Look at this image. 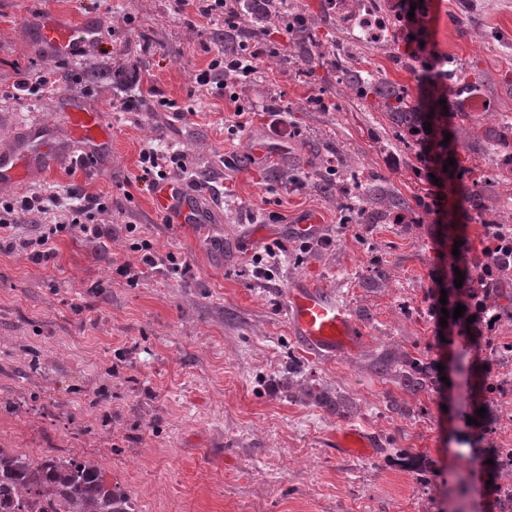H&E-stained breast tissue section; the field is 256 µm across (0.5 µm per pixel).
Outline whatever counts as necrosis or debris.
I'll list each match as a JSON object with an SVG mask.
<instances>
[{
    "mask_svg": "<svg viewBox=\"0 0 512 512\" xmlns=\"http://www.w3.org/2000/svg\"><path fill=\"white\" fill-rule=\"evenodd\" d=\"M343 29L348 47L336 57L341 69L357 70L353 49L384 48L395 52L402 68L433 71L443 88H454L458 61L430 46L417 47L410 56L397 54L398 45L420 35L430 11L428 0H328ZM470 112H490L500 132L491 152V170L512 174V114L491 112L480 90L456 97ZM472 216L481 229L482 247L467 250L461 299H449V308L465 305L458 319L456 343L475 347L482 365L479 404L486 415L471 426L468 438L474 451L465 467L481 472L480 491L491 512H512V308L498 300L503 278L512 277V213L476 209Z\"/></svg>",
    "mask_w": 512,
    "mask_h": 512,
    "instance_id": "1",
    "label": "necrosis or debris"
}]
</instances>
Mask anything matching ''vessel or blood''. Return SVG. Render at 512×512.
I'll use <instances>...</instances> for the list:
<instances>
[{"instance_id": "obj_1", "label": "vessel or blood", "mask_w": 512, "mask_h": 512, "mask_svg": "<svg viewBox=\"0 0 512 512\" xmlns=\"http://www.w3.org/2000/svg\"><path fill=\"white\" fill-rule=\"evenodd\" d=\"M93 27H75L52 17L43 18L38 29L41 47L62 54H74L81 38L92 35ZM62 155L46 145L39 129L17 133L11 145L0 149V183L15 185L31 173L58 166ZM157 208L177 224H196L195 212L187 192L173 193L165 187L155 194ZM289 319L301 341L308 347L333 354L356 340L347 307L333 294L297 283L289 293Z\"/></svg>"}]
</instances>
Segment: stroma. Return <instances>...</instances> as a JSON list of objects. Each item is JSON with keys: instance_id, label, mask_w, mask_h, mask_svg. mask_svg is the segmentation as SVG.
Masks as SVG:
<instances>
[{"instance_id": "1", "label": "stroma", "mask_w": 512, "mask_h": 512, "mask_svg": "<svg viewBox=\"0 0 512 512\" xmlns=\"http://www.w3.org/2000/svg\"><path fill=\"white\" fill-rule=\"evenodd\" d=\"M473 2L462 27L457 0H432L424 33L463 63L462 80L512 113V44L497 37L512 31V0ZM47 5L98 29L100 41L84 57L38 48L32 0H0V113L20 129L41 124L65 156L22 185H0V202L29 190L97 195L105 212L83 219L111 225L112 236L56 234L46 263L0 251V448L93 457L138 512H419L416 473L396 454L462 467L461 413L476 387L457 347L437 344L430 319L405 311L434 301L454 243L480 236L457 185L418 176L376 102L284 70V31L271 32L249 75L219 90L195 77L220 50L223 22L178 0ZM132 67L149 91L119 88ZM42 75L50 91L36 89ZM325 93L333 110L315 105ZM80 106L99 112L109 140L89 168L75 163L85 146L66 114ZM148 147L178 154L170 175L206 223L165 222L137 178ZM338 147L388 193L372 204L374 223L351 222L322 187ZM460 155L486 205L512 208V177L489 176L487 155ZM421 198L425 223H388L393 203L410 212ZM304 214L317 217L324 241L298 232ZM145 243L158 265L136 282L120 276L141 268ZM271 250L267 273L260 259ZM302 279L346 304L354 347L330 357L294 335L288 290ZM391 352L438 360L448 385L407 393L375 366ZM307 384L326 403L305 396ZM345 429L365 433L371 453L339 451Z\"/></svg>"}]
</instances>
